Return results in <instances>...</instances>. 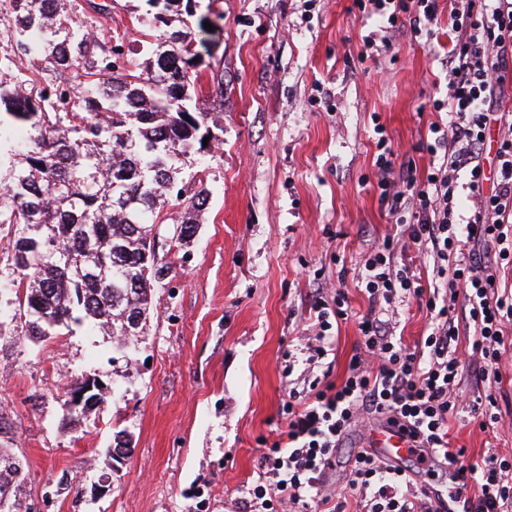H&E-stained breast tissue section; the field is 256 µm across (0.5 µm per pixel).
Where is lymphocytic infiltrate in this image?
I'll use <instances>...</instances> for the list:
<instances>
[{
	"instance_id": "lymphocytic-infiltrate-1",
	"label": "lymphocytic infiltrate",
	"mask_w": 512,
	"mask_h": 512,
	"mask_svg": "<svg viewBox=\"0 0 512 512\" xmlns=\"http://www.w3.org/2000/svg\"><path fill=\"white\" fill-rule=\"evenodd\" d=\"M377 29L365 36L359 63L375 62L406 34L420 33L447 15L452 35L444 65L445 98L430 100L446 123H431L432 139L420 150L432 157L426 170L400 159L382 124H375L374 187L400 232L374 244L355 278L368 298L353 316L342 289L312 308L315 343L310 362L327 353L334 322L355 320L359 341L340 381L314 380L292 387L282 405L278 437L262 448L259 478L241 501L243 512H346L340 490L328 488L345 435L366 414L407 432L420 453L453 467L463 479L466 451L451 447L448 421L488 430L497 424L495 391L466 400L457 388L464 368L483 379L499 375L505 328L512 324V289L500 268H512V0H354ZM496 147V168L483 155ZM467 179L470 205L458 193ZM465 300L473 339L459 346L454 312ZM427 310V336L414 347L395 334L397 303ZM349 485L367 512H512V459L490 454L477 473V496L455 486L448 494L415 487L407 469L362 450L352 455Z\"/></svg>"
}]
</instances>
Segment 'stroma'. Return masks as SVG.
Masks as SVG:
<instances>
[{"label": "stroma", "instance_id": "obj_1", "mask_svg": "<svg viewBox=\"0 0 512 512\" xmlns=\"http://www.w3.org/2000/svg\"><path fill=\"white\" fill-rule=\"evenodd\" d=\"M142 7L116 0L96 35L117 30L137 46ZM196 14L222 28L203 58L224 78L223 100L209 105L221 132L190 167L209 205L186 245L172 242L178 208L167 207L157 257L170 271L136 349L118 354L85 325L39 343L22 336L12 237L0 225V448L25 457L18 496L32 512H239L260 441L275 440L289 386L304 378L314 271L342 286L352 312L368 309L353 279L338 282L333 257L354 269L389 230L364 181L374 124L417 168L429 163L418 144L433 116L419 108L446 93L447 24L352 70L347 55L374 28L353 0H317L309 11L303 0H200ZM319 85L332 90L336 111L315 101ZM506 334L496 433L449 423L474 468L490 452L512 457V327ZM357 340L354 321L341 323L333 361L315 375L343 377ZM81 376L112 397L65 429V387ZM122 429L132 455L115 471L107 450Z\"/></svg>", "mask_w": 512, "mask_h": 512}]
</instances>
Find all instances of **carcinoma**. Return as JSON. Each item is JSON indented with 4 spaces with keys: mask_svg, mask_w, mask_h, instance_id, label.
Instances as JSON below:
<instances>
[{
    "mask_svg": "<svg viewBox=\"0 0 512 512\" xmlns=\"http://www.w3.org/2000/svg\"><path fill=\"white\" fill-rule=\"evenodd\" d=\"M141 23L155 32L141 58L125 37L96 38L61 0H0L14 30L13 55L0 58V141L21 130L8 166L0 164V224L13 230L12 266L24 308L21 333L56 335L71 325L112 337L123 350L146 329L156 283L155 223L169 204L183 163L213 141L211 113L197 105L201 54L215 32L190 26L196 0H145ZM90 17L112 3L87 0ZM36 57L48 75L17 61ZM209 191L177 193L173 237L189 241ZM26 462L0 448V512H20Z\"/></svg>",
    "mask_w": 512,
    "mask_h": 512,
    "instance_id": "obj_1",
    "label": "carcinoma"
}]
</instances>
